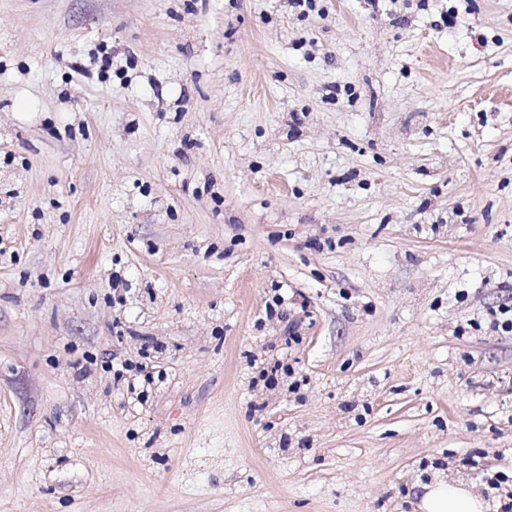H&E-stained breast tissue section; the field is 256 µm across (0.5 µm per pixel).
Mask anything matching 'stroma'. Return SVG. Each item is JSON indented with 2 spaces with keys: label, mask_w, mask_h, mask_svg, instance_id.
Instances as JSON below:
<instances>
[{
  "label": "stroma",
  "mask_w": 512,
  "mask_h": 512,
  "mask_svg": "<svg viewBox=\"0 0 512 512\" xmlns=\"http://www.w3.org/2000/svg\"><path fill=\"white\" fill-rule=\"evenodd\" d=\"M505 303L512 0H0V512H497ZM425 491L418 505L422 512H485L482 496L461 482L438 479L423 485Z\"/></svg>",
  "instance_id": "obj_1"
}]
</instances>
